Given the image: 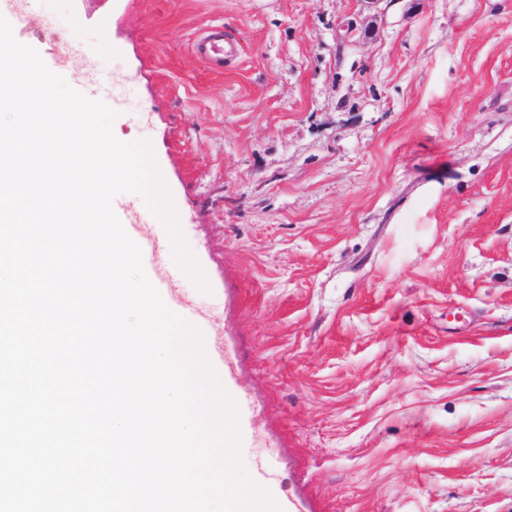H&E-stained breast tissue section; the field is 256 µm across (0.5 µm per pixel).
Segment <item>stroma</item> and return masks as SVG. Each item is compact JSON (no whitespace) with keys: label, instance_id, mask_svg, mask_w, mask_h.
<instances>
[{"label":"stroma","instance_id":"35a3bbf8","mask_svg":"<svg viewBox=\"0 0 512 512\" xmlns=\"http://www.w3.org/2000/svg\"><path fill=\"white\" fill-rule=\"evenodd\" d=\"M0 15L150 143L211 291L165 261L147 276L248 401L242 467L280 512H512V0ZM211 25L238 46L220 71L192 50Z\"/></svg>","mask_w":512,"mask_h":512}]
</instances>
